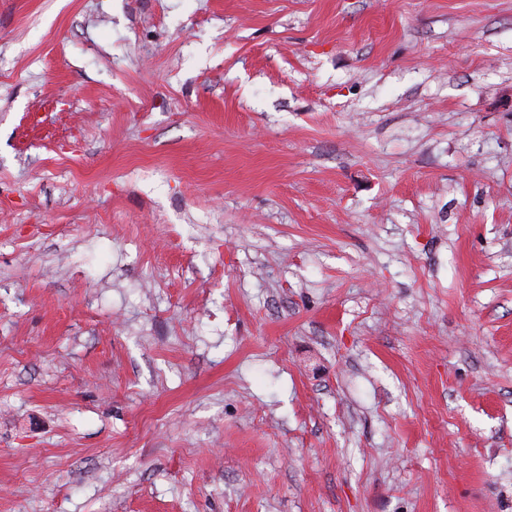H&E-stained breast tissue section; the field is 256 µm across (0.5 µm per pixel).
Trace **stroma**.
<instances>
[{"label": "stroma", "mask_w": 512, "mask_h": 512, "mask_svg": "<svg viewBox=\"0 0 512 512\" xmlns=\"http://www.w3.org/2000/svg\"><path fill=\"white\" fill-rule=\"evenodd\" d=\"M0 512H512V0H0Z\"/></svg>", "instance_id": "obj_1"}]
</instances>
